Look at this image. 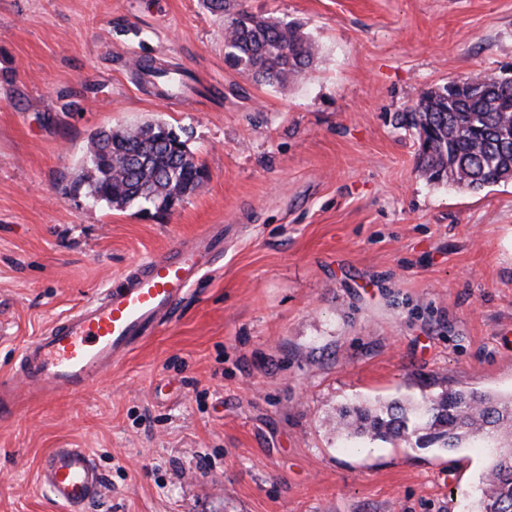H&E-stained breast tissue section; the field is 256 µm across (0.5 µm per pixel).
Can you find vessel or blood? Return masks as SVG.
<instances>
[{
	"mask_svg": "<svg viewBox=\"0 0 512 512\" xmlns=\"http://www.w3.org/2000/svg\"><path fill=\"white\" fill-rule=\"evenodd\" d=\"M233 234V229L211 224L169 251L127 267L116 285L26 344L12 377L0 381V394L14 396L21 386L50 396L90 388L102 372L173 319L191 287L212 272L225 239ZM38 478L68 512H83L102 485L92 456L82 448L53 449Z\"/></svg>",
	"mask_w": 512,
	"mask_h": 512,
	"instance_id": "1",
	"label": "vessel or blood"
}]
</instances>
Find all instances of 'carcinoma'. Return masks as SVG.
I'll return each instance as SVG.
<instances>
[{"label": "carcinoma", "mask_w": 512, "mask_h": 512, "mask_svg": "<svg viewBox=\"0 0 512 512\" xmlns=\"http://www.w3.org/2000/svg\"><path fill=\"white\" fill-rule=\"evenodd\" d=\"M224 14V30L233 36L226 63L252 73L264 65L276 69L267 85L285 86L306 75L318 55L315 41L296 23L258 17L243 9L230 12V0H206ZM469 77L464 91L448 97L446 87L426 92L414 111L404 115L419 138L418 168L432 184H457L472 191L512 181V73ZM151 132L127 130L112 134V150L80 175L79 185L93 202L124 208L150 204L167 207L166 199L181 201L202 182L200 165L190 149L179 163L165 147L152 150L137 171L126 167V156L140 148ZM349 438L398 439L424 432L444 448H481L490 464L478 490L476 512H512V395L448 390L424 405L391 401L359 407L342 419Z\"/></svg>", "instance_id": "obj_1"}]
</instances>
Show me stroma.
<instances>
[{
    "mask_svg": "<svg viewBox=\"0 0 512 512\" xmlns=\"http://www.w3.org/2000/svg\"><path fill=\"white\" fill-rule=\"evenodd\" d=\"M320 46L285 88L224 62L204 0H0V374L131 264L238 232L175 317L91 390L0 412V512L85 448L86 512H470L475 448L346 447L341 408L512 393V183L426 182L422 95L512 66V0H235ZM179 69L162 100L143 61ZM158 121L207 179L168 211L75 189L91 136Z\"/></svg>",
    "mask_w": 512,
    "mask_h": 512,
    "instance_id": "1",
    "label": "stroma"
}]
</instances>
